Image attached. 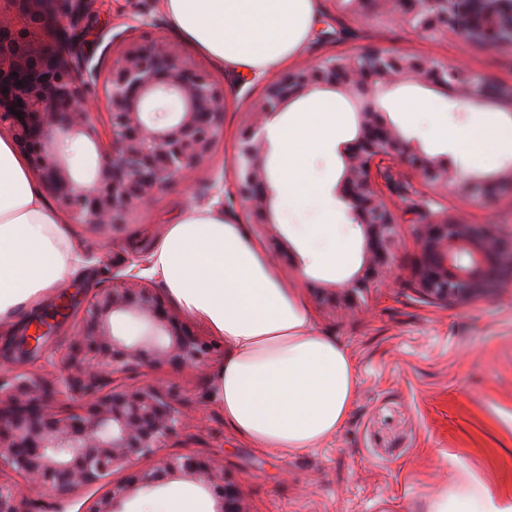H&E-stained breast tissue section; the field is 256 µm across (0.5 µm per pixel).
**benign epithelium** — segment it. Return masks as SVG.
Wrapping results in <instances>:
<instances>
[{"instance_id":"1","label":"benign epithelium","mask_w":512,"mask_h":512,"mask_svg":"<svg viewBox=\"0 0 512 512\" xmlns=\"http://www.w3.org/2000/svg\"><path fill=\"white\" fill-rule=\"evenodd\" d=\"M14 2L13 12L0 14V130L30 156L31 174L56 210L75 224L109 231L188 175L215 182L209 160L226 107L217 77L164 36L144 42L114 35L108 25L94 30L100 54L86 50L82 33L90 29L92 0H41L39 9L29 7L30 0ZM338 4L352 19L374 15L428 35L455 30L452 0ZM465 8L477 41L512 47V0H465ZM462 80L470 102L512 113V85H489L476 74L463 77L451 64L378 47L288 72L254 101L235 159V184L220 208L240 206L253 232L290 254L272 203L269 147L259 130L303 99L334 93L348 101L356 119L353 139L339 147L336 198L360 232L362 262L343 281L318 283L323 310L351 314L371 286L393 277L399 225L408 214L419 217L420 255L411 271L415 296L446 304L462 293L486 295L497 289L496 271L512 270V234L490 224H464L448 216L443 200L463 187L512 193V165L505 173H473L463 184L454 166L403 134L383 107L385 96L405 83L437 90ZM101 98L112 129L107 147L91 116ZM66 139L91 145L96 153L94 167L81 179L60 149ZM394 171L408 184L399 204L383 189ZM143 270L136 256L128 257L108 285L87 295L66 360L79 375L29 362L42 347L35 336L53 333L58 318L37 321L24 340V360L0 375V512H26L28 483L51 490L59 498L58 512L76 493L94 487L103 492L86 499L78 512H127L130 501L177 480L200 485L213 500V512H252L223 461L195 453L158 456L165 442L189 427L190 417L176 392L139 377L160 367L202 369L223 355V347L174 310ZM129 322L138 325L137 335L124 333ZM62 388L75 396V405L57 414L49 402ZM146 458L155 463L132 470Z\"/></svg>"}]
</instances>
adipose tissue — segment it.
Wrapping results in <instances>:
<instances>
[{
  "label": "adipose tissue",
  "instance_id": "ef3b65f1",
  "mask_svg": "<svg viewBox=\"0 0 512 512\" xmlns=\"http://www.w3.org/2000/svg\"><path fill=\"white\" fill-rule=\"evenodd\" d=\"M180 33L212 60L265 75L308 39L313 0H166ZM344 120L332 96L316 97L288 122L268 128L279 159L274 203L303 204L311 193L305 159ZM461 168L476 154H512V131L493 122L462 132L438 124ZM152 270L182 311L224 341L215 396L224 423L273 452L318 447L344 424L356 377L348 350L315 331L295 291L272 272L241 224L213 211L189 210L166 225ZM79 267L78 250L57 211L38 195L13 141L0 136V320L37 308ZM429 512H501L481 485L450 479Z\"/></svg>",
  "mask_w": 512,
  "mask_h": 512
}]
</instances>
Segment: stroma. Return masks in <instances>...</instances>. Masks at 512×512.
Masks as SVG:
<instances>
[{"label": "stroma", "mask_w": 512, "mask_h": 512, "mask_svg": "<svg viewBox=\"0 0 512 512\" xmlns=\"http://www.w3.org/2000/svg\"><path fill=\"white\" fill-rule=\"evenodd\" d=\"M113 32L132 31L142 40L163 34L177 40L182 53L214 72L223 82L228 107L222 140L211 161L224 192L232 187V158L242 139L246 114L266 81L244 76L210 60L184 40L171 22L165 0H98ZM147 12L155 27H139ZM315 17L327 19L329 33H312L304 47L281 64V71L316 65L325 58L360 53L371 47L435 57L462 72L483 76L491 84L512 82V52L493 50L451 32L438 37L417 34L400 23L381 19L354 22L336 13L332 0H315ZM426 99L430 112L409 125L401 105ZM390 120L420 139L431 154H453L443 139L422 137V129L447 120L464 130L486 119L512 128V115L490 106L470 107L461 88L437 93L414 84L401 86L384 104ZM355 116L345 122L324 148L304 162V174L317 192L301 206L278 210L279 228L295 260L261 239L254 246L273 273L306 303L312 326L336 337L349 351L356 369L353 404L343 427L317 448L274 453L235 435L224 423L214 395L221 360L203 373L163 368L146 375L148 383L178 387L185 409L200 419L169 453H205L222 459L224 468L247 492L253 512H427L428 501L449 475L483 485L494 502L512 507V280L498 293L448 304L419 301L410 289V270L419 251L410 225L401 228L404 244L395 255L399 276L389 287L372 291L368 312L335 320L325 316L312 282L337 281L361 264L358 232L336 198L341 172L338 146L353 138ZM206 186L171 190L131 219L121 232L106 234L81 224L66 229L81 253L97 255L85 264L79 285L91 290L112 275L113 261L127 255L132 243L154 248L164 225L175 223L207 195ZM449 212L469 224H497L512 232V196L480 198L466 192L449 196ZM327 227L328 241L348 246L347 266L326 270L312 265L308 233ZM59 298L38 312H20L0 324V372L11 370V346L34 314L52 315Z\"/></svg>", "instance_id": "35a3bbf8"}]
</instances>
